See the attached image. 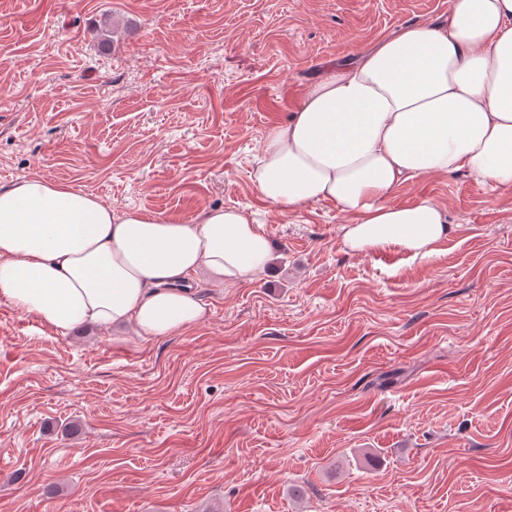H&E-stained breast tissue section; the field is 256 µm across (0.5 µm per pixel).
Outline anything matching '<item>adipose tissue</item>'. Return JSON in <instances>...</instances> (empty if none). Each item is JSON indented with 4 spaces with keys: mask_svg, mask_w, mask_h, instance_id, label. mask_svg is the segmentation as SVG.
Masks as SVG:
<instances>
[{
    "mask_svg": "<svg viewBox=\"0 0 512 512\" xmlns=\"http://www.w3.org/2000/svg\"><path fill=\"white\" fill-rule=\"evenodd\" d=\"M466 172L512 191V0H448L444 20L401 27L311 85L272 126L252 178L291 211L331 202L343 247L436 254L451 226L429 199L393 204L405 183ZM272 249L238 208L192 222L119 211L33 177L0 187V301L58 331L134 324L144 339L203 321L188 278L235 285Z\"/></svg>",
    "mask_w": 512,
    "mask_h": 512,
    "instance_id": "1",
    "label": "adipose tissue"
}]
</instances>
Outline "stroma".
<instances>
[{
  "label": "stroma",
  "instance_id": "stroma-1",
  "mask_svg": "<svg viewBox=\"0 0 512 512\" xmlns=\"http://www.w3.org/2000/svg\"><path fill=\"white\" fill-rule=\"evenodd\" d=\"M448 0H0V187L120 211L234 206L265 271L206 319L60 334L0 302V512H512V193L403 185L438 252L344 250L335 204L265 201L267 130Z\"/></svg>",
  "mask_w": 512,
  "mask_h": 512
}]
</instances>
